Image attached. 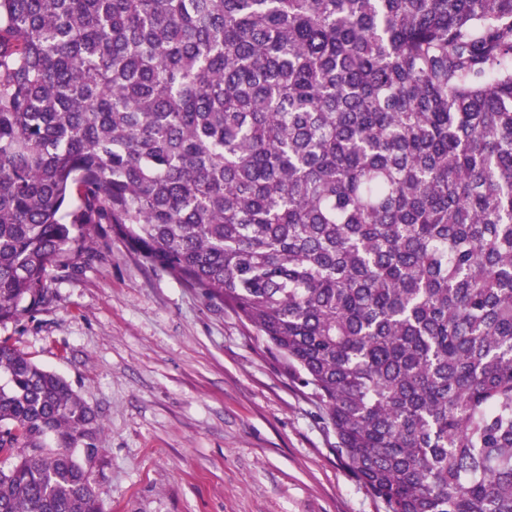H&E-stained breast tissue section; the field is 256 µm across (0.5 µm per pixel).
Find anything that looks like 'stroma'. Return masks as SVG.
<instances>
[{"label": "stroma", "instance_id": "stroma-1", "mask_svg": "<svg viewBox=\"0 0 512 512\" xmlns=\"http://www.w3.org/2000/svg\"><path fill=\"white\" fill-rule=\"evenodd\" d=\"M49 267L53 300L0 340L103 423L105 512H385L336 452L310 388L234 311L142 263L107 224Z\"/></svg>", "mask_w": 512, "mask_h": 512}]
</instances>
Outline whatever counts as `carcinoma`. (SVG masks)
<instances>
[{"label": "carcinoma", "instance_id": "1", "mask_svg": "<svg viewBox=\"0 0 512 512\" xmlns=\"http://www.w3.org/2000/svg\"><path fill=\"white\" fill-rule=\"evenodd\" d=\"M109 224L312 389L385 512H512V0H0V323ZM0 342V512H103Z\"/></svg>", "mask_w": 512, "mask_h": 512}]
</instances>
